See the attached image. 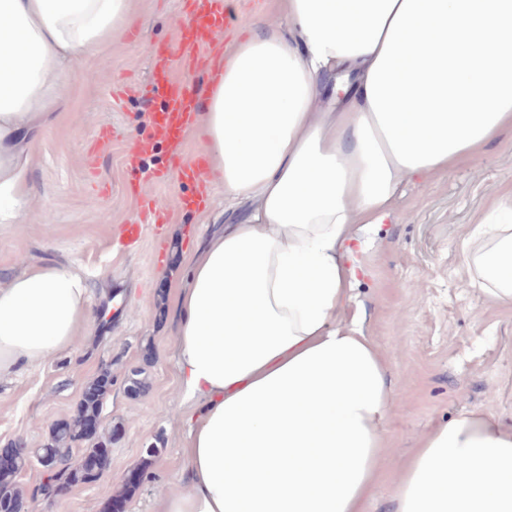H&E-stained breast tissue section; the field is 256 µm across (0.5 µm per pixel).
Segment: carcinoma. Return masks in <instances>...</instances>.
I'll return each instance as SVG.
<instances>
[{
	"instance_id": "1",
	"label": "carcinoma",
	"mask_w": 512,
	"mask_h": 512,
	"mask_svg": "<svg viewBox=\"0 0 512 512\" xmlns=\"http://www.w3.org/2000/svg\"><path fill=\"white\" fill-rule=\"evenodd\" d=\"M104 405V396L96 399H82L76 414L67 420L57 423L51 431L50 442L34 451L21 443L16 444L15 456L10 466L0 470V512H22L23 496L20 493L16 478L29 465L33 456H47L54 464L70 460L73 445L88 439L93 444L83 449V454L94 459L98 471L87 467L75 466L66 469L52 470L49 482L34 490L33 495L51 496L62 488L77 484L94 483L108 464L112 453V436L86 437L89 427L99 422Z\"/></svg>"
}]
</instances>
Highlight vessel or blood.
<instances>
[{"label": "vessel or blood", "mask_w": 512, "mask_h": 512, "mask_svg": "<svg viewBox=\"0 0 512 512\" xmlns=\"http://www.w3.org/2000/svg\"><path fill=\"white\" fill-rule=\"evenodd\" d=\"M179 36L165 50H154L151 55L154 90L163 99L159 111L151 113L152 139L133 142L127 149V163L141 160L155 145L168 144V168L175 169L185 180L191 181L200 194H208L210 174L202 158H186L181 146L194 126L199 113L200 91L174 78L173 61L194 69L210 68L216 53L223 45L224 32L234 23L232 11L226 10L223 0H181Z\"/></svg>", "instance_id": "obj_1"}]
</instances>
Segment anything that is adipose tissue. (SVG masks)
I'll return each instance as SVG.
<instances>
[{"mask_svg": "<svg viewBox=\"0 0 512 512\" xmlns=\"http://www.w3.org/2000/svg\"><path fill=\"white\" fill-rule=\"evenodd\" d=\"M287 27L235 39L198 123L230 200L198 250L173 329L187 420L178 486L152 512H359L395 403L381 354L343 324L360 231L512 129V0H281ZM134 0H0V224H23L38 133L73 65ZM332 97L319 109L322 94ZM463 253L512 310V225ZM90 285L44 264L0 284V377L71 347ZM393 512H512V418L466 411L425 434Z\"/></svg>", "mask_w": 512, "mask_h": 512, "instance_id": "obj_1", "label": "adipose tissue"}]
</instances>
